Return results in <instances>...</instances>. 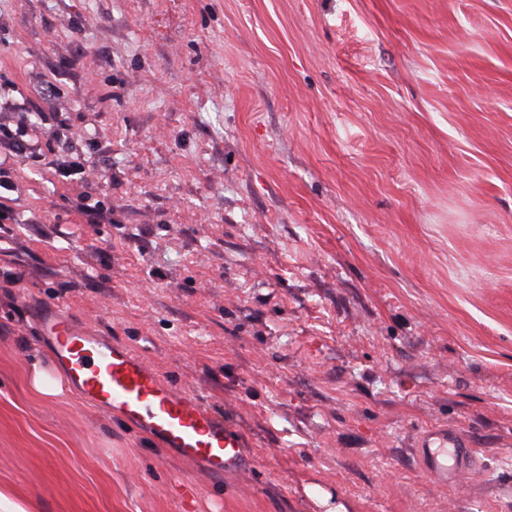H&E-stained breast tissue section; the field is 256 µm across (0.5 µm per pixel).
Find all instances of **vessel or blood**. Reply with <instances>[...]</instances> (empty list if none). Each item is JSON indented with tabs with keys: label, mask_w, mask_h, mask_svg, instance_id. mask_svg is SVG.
<instances>
[{
	"label": "vessel or blood",
	"mask_w": 512,
	"mask_h": 512,
	"mask_svg": "<svg viewBox=\"0 0 512 512\" xmlns=\"http://www.w3.org/2000/svg\"><path fill=\"white\" fill-rule=\"evenodd\" d=\"M32 316L84 404L111 412L205 475L220 478L250 469L240 434L206 411L194 391L174 387L129 345L76 322L59 304L36 306ZM414 448L442 488L456 484L477 460L472 442L445 426L421 432Z\"/></svg>",
	"instance_id": "obj_1"
}]
</instances>
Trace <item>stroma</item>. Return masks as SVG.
<instances>
[{
	"mask_svg": "<svg viewBox=\"0 0 512 512\" xmlns=\"http://www.w3.org/2000/svg\"><path fill=\"white\" fill-rule=\"evenodd\" d=\"M42 112V161L0 164V492L512 512V0H0V124ZM47 302L195 389L250 471L34 396ZM443 424L479 451L447 489L413 449Z\"/></svg>",
	"mask_w": 512,
	"mask_h": 512,
	"instance_id": "obj_1",
	"label": "stroma"
}]
</instances>
